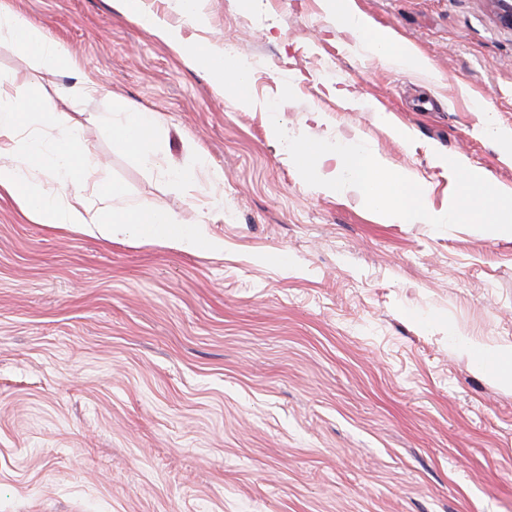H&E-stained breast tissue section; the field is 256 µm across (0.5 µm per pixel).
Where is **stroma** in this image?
Returning a JSON list of instances; mask_svg holds the SVG:
<instances>
[{
  "label": "stroma",
  "instance_id": "stroma-1",
  "mask_svg": "<svg viewBox=\"0 0 512 512\" xmlns=\"http://www.w3.org/2000/svg\"><path fill=\"white\" fill-rule=\"evenodd\" d=\"M182 37L229 49L243 91L130 22L114 0H0L62 43L46 71L0 41L45 109L133 207L205 224L223 252L106 242L33 223L0 194V512H512V382L460 339L512 346V238L390 224L354 190L307 185L269 133L365 142L442 210L441 157L512 193V27L494 0H356L432 63L389 65L323 0H203ZM291 83L295 100L266 104ZM160 115L189 190L112 151L99 113ZM224 214L208 213L209 174ZM294 263L282 265L281 254Z\"/></svg>",
  "mask_w": 512,
  "mask_h": 512
}]
</instances>
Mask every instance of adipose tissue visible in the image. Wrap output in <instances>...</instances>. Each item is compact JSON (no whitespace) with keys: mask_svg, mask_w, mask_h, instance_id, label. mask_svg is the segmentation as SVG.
Segmentation results:
<instances>
[{"mask_svg":"<svg viewBox=\"0 0 512 512\" xmlns=\"http://www.w3.org/2000/svg\"><path fill=\"white\" fill-rule=\"evenodd\" d=\"M121 10L144 31L166 42L189 64L208 71L215 86L243 89L248 71L241 62L231 67L218 65L222 53L202 50L184 42L179 33L161 21L144 0H119ZM323 7L337 28L367 36L376 55L411 72L430 73L428 61L413 48L401 44L392 31H372L354 0H324ZM9 40L22 55L46 70L69 64L66 50L23 16L0 11V40ZM19 80L0 79V193L11 195L33 223L55 225L102 240L135 236L141 240L162 241L186 252L223 251L222 239L210 236L202 227L183 224L169 211H144L123 202L121 189L112 187L98 196L97 205H89L82 181L88 169L87 150L81 149L70 133V116L65 112L36 110L17 92ZM100 121L112 130V151L134 155L144 166L165 168L161 150L162 120L157 113L127 107L112 114H100ZM51 122L62 134L52 144L43 143L34 130ZM52 172L61 177L66 192L46 194L36 175Z\"/></svg>","mask_w":512,"mask_h":512,"instance_id":"1","label":"adipose tissue"}]
</instances>
